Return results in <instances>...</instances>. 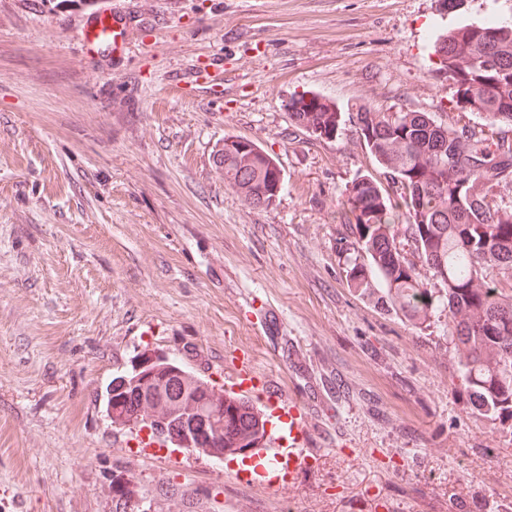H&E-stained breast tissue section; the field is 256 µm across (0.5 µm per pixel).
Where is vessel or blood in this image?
Masks as SVG:
<instances>
[{"label":"vessel or blood","mask_w":512,"mask_h":512,"mask_svg":"<svg viewBox=\"0 0 512 512\" xmlns=\"http://www.w3.org/2000/svg\"><path fill=\"white\" fill-rule=\"evenodd\" d=\"M84 40L93 47L117 49L123 45L125 35L116 19L102 12L85 31ZM262 391L267 398L275 401L277 411L268 422L269 445L250 450L248 470L264 474L267 465L273 461L292 470L300 468L306 463L307 442L311 436L302 407L299 402L285 398L276 385L263 383Z\"/></svg>","instance_id":"vessel-or-blood-1"}]
</instances>
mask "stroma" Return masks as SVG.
<instances>
[{"instance_id": "obj_1", "label": "stroma", "mask_w": 512, "mask_h": 512, "mask_svg": "<svg viewBox=\"0 0 512 512\" xmlns=\"http://www.w3.org/2000/svg\"><path fill=\"white\" fill-rule=\"evenodd\" d=\"M101 8L121 49L83 40ZM488 22L512 23V0H0V512H113L118 474L144 512H491L512 494V426L476 416L444 319L414 327L345 279L362 139L285 108L309 91L474 124L433 44ZM228 136L279 161L269 207L225 187ZM144 351L219 385L249 357L305 405L306 465L236 487L234 462L113 426L99 395Z\"/></svg>"}]
</instances>
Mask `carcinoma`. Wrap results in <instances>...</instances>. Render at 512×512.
<instances>
[{"mask_svg":"<svg viewBox=\"0 0 512 512\" xmlns=\"http://www.w3.org/2000/svg\"><path fill=\"white\" fill-rule=\"evenodd\" d=\"M454 89L453 102L485 126L436 123L423 112L349 113L378 166L352 180L341 201L349 234L345 277L357 290L385 288L378 303L413 324L440 312L459 378L478 415L512 421V26L471 24L440 35L434 46ZM296 125L322 137L338 132L342 112L317 94H294ZM491 128L485 134L484 127ZM224 185L254 208L268 206L257 189L274 181L276 160L259 147L240 151L224 137L217 161ZM435 283L420 278L418 265ZM193 407L196 431L211 441L208 457L235 459L262 448L268 418L242 397L201 378L157 373L112 405V425L156 418L168 434L185 429ZM116 508L127 512L134 490L114 482Z\"/></svg>","mask_w":512,"mask_h":512,"instance_id":"carcinoma-1","label":"carcinoma"}]
</instances>
